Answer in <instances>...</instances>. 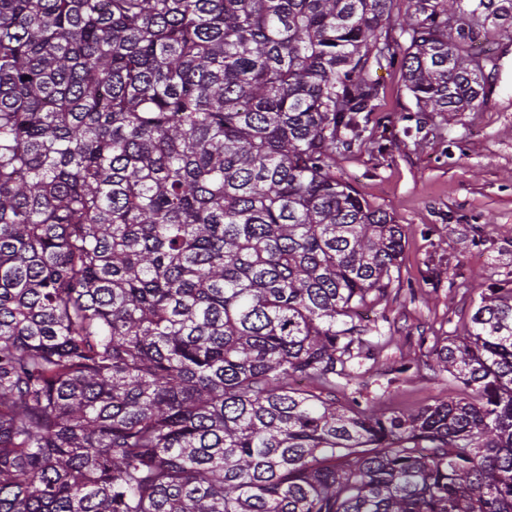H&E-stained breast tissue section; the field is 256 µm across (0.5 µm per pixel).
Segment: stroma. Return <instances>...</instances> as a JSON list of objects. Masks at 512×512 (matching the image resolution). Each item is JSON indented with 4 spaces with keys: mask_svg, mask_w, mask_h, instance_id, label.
Masks as SVG:
<instances>
[{
    "mask_svg": "<svg viewBox=\"0 0 512 512\" xmlns=\"http://www.w3.org/2000/svg\"><path fill=\"white\" fill-rule=\"evenodd\" d=\"M372 76L382 95L371 133L337 156L336 174L403 231L400 283L368 305L376 347L361 366L372 372L365 400L411 411L456 392L430 354L434 337L463 335L482 288L512 281V47L479 111L436 112L418 130L400 70ZM404 360L412 370L397 373Z\"/></svg>",
    "mask_w": 512,
    "mask_h": 512,
    "instance_id": "obj_1",
    "label": "stroma"
}]
</instances>
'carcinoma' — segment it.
Here are the masks:
<instances>
[{"instance_id":"carcinoma-1","label":"carcinoma","mask_w":512,"mask_h":512,"mask_svg":"<svg viewBox=\"0 0 512 512\" xmlns=\"http://www.w3.org/2000/svg\"><path fill=\"white\" fill-rule=\"evenodd\" d=\"M0 0V512H512V286L463 386L336 403L402 228L336 176L400 67L476 112L512 0Z\"/></svg>"}]
</instances>
